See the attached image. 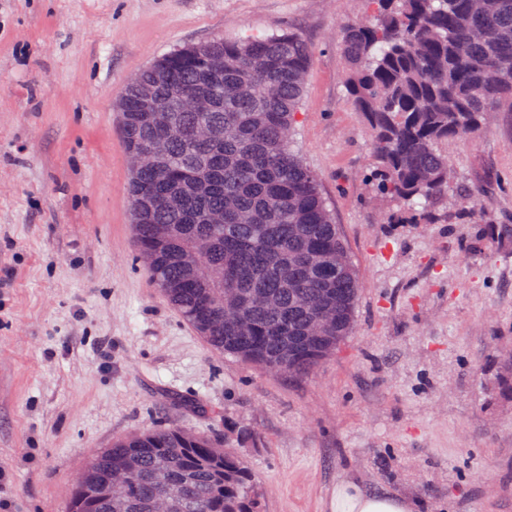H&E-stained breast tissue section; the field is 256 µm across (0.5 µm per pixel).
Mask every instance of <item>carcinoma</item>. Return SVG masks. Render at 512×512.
I'll return each instance as SVG.
<instances>
[{
    "label": "carcinoma",
    "mask_w": 512,
    "mask_h": 512,
    "mask_svg": "<svg viewBox=\"0 0 512 512\" xmlns=\"http://www.w3.org/2000/svg\"><path fill=\"white\" fill-rule=\"evenodd\" d=\"M343 27L349 62L346 96L372 135L376 194L397 202L400 220L435 219L448 197V145L474 138L512 106V0H364ZM203 47L224 57V76L205 75ZM311 44L296 32L188 44L138 71L125 90L120 134L126 152L151 145L156 167L132 173L129 196L135 250L152 283L220 355L260 366L289 365L306 375L323 357L308 338L314 309L333 300L337 344L352 334L361 282L322 195L317 174L293 148ZM218 99L213 112H192L198 89ZM174 109L182 129L164 139L138 112L142 94ZM201 124L217 134L200 141ZM169 206L156 208L157 195ZM211 210L224 223L204 224ZM167 224L160 240L155 226ZM203 254L190 269L182 253ZM343 267L336 269V260ZM233 291L250 318L238 334L224 295ZM133 473L127 504L113 509L112 471ZM256 475L234 445L159 427L96 453L72 488L65 512H151L172 487L176 512H259Z\"/></svg>",
    "instance_id": "carcinoma-1"
}]
</instances>
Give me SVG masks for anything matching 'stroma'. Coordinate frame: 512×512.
<instances>
[{
  "label": "stroma",
  "instance_id": "stroma-1",
  "mask_svg": "<svg viewBox=\"0 0 512 512\" xmlns=\"http://www.w3.org/2000/svg\"><path fill=\"white\" fill-rule=\"evenodd\" d=\"M363 0H0V512H64L90 456L163 423L245 432L263 512L336 486L411 512H512V106L449 144L443 224H386L344 83ZM294 30L314 49L294 149L363 288L311 373L211 352L132 242L115 102L184 44ZM496 237L472 241L482 225Z\"/></svg>",
  "mask_w": 512,
  "mask_h": 512
}]
</instances>
